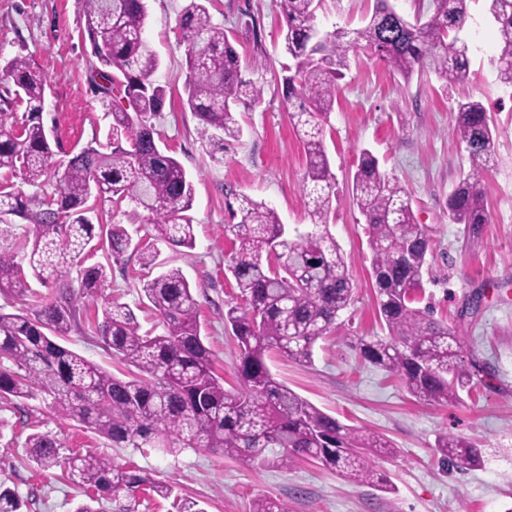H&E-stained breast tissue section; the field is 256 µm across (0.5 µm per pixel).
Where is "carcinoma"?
<instances>
[{
	"instance_id": "1",
	"label": "carcinoma",
	"mask_w": 512,
	"mask_h": 512,
	"mask_svg": "<svg viewBox=\"0 0 512 512\" xmlns=\"http://www.w3.org/2000/svg\"><path fill=\"white\" fill-rule=\"evenodd\" d=\"M210 0H186L179 21V43L186 48L185 104L203 137L224 149L242 128L238 107L261 104L263 88L252 75L262 61L242 62L224 31L213 23ZM472 0H432L430 15L413 21L389 0H374L365 25L323 32L315 25L322 0H279L281 34L290 64L283 68L290 113L303 144L306 169L301 191L313 228L289 231L276 210L242 197L232 211L238 219L224 225L232 237L228 270L245 305L224 314L236 342L240 388L224 389L213 372L212 352L200 334L199 304L192 284L177 268L143 282L142 297L161 318L162 332L140 333L134 310L105 302L95 334L113 355L132 367L121 378L56 342L82 328L80 306L111 288L108 266L80 270L81 288L63 279L68 265L84 258L91 242L114 260L126 252L141 267L156 265L157 245L195 246V186L181 163L156 142L153 118L162 111L167 89L151 80L160 61L145 36V0H83L84 36L91 44L89 75L112 73L99 95L108 101L106 143L88 145L67 161L56 194L26 195L13 184H0V294L29 292L25 270L58 286L46 299L34 297L25 312L0 311V400L48 401L117 448H185L220 451L227 457L289 468L311 460L349 482L390 491L387 478L366 463L370 455L397 454L380 434L351 428L278 382L267 365L275 350L300 363L312 359L315 343L336 327L351 304L353 285L344 254L328 230L335 176L323 139L320 118L333 111L338 81L356 50L374 52L389 69L408 79L432 70L445 81L469 80L465 38ZM496 27L501 83L512 88V0H488ZM26 104V116L0 112V170L23 184L40 187L53 166L54 151L41 115L46 77L17 55L0 67ZM455 131L474 169L489 163L493 130L485 105L471 97L457 102ZM352 203L365 218L377 313L389 337L362 339L359 354L370 365L397 375L419 400L448 405L459 391L483 382L490 368L462 364L460 329L417 308L423 270L432 241L418 224L406 190L381 173L368 150L360 152L351 190ZM118 210L128 202L146 212L153 234L140 245L125 225L102 221L98 206ZM448 218L477 231L489 222L475 178L459 182L448 196ZM33 226L21 239L12 218ZM29 461L44 470L64 468L83 489L85 500L74 512H100L101 496L142 490L169 497L172 487L131 471L97 454L69 453L51 430L27 435ZM438 453L458 469L481 466L482 455L469 440L443 436ZM25 501L0 483V512H22Z\"/></svg>"
}]
</instances>
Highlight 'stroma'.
I'll use <instances>...</instances> for the list:
<instances>
[{
  "label": "stroma",
  "mask_w": 512,
  "mask_h": 512,
  "mask_svg": "<svg viewBox=\"0 0 512 512\" xmlns=\"http://www.w3.org/2000/svg\"><path fill=\"white\" fill-rule=\"evenodd\" d=\"M184 4L147 0L146 36L160 57L153 78L167 89L155 124L163 147L195 185L196 244L191 249L160 246L159 261L181 269L195 287L201 334L214 353L216 374L231 387L237 350L224 312L241 297L227 269L233 248L224 236L231 221L227 204L245 194L273 207L287 227H308L300 191L305 155L290 121L294 106L282 92L288 57L278 0H213L209 7L241 59L264 64L263 100L240 109L243 134L225 143L220 163L212 160L196 120L183 107L186 65L178 20ZM372 8L373 0H323L316 23L329 31L357 28ZM487 8L486 0L469 4L470 77L465 85H444L431 71L406 79L369 54L350 55L324 143L336 176L329 231L344 253L354 300L336 329L315 344L311 363L277 352L267 360L278 382L325 413L395 444L396 456L369 460L389 478L391 492L348 482L310 461L281 469L205 449L172 456L158 448H115L42 402L2 403L0 481L31 499L29 512H73L84 498L63 468L42 471L24 463L23 445L34 422L57 432L67 450L100 453L173 485L174 498L142 501L138 512H177L178 497L197 501L205 512H250L259 497L279 500L285 512H512V89L499 81L493 65L497 35ZM82 14L83 0H0V59L26 56L49 83L43 122L56 145L55 164L44 184L48 194L59 188L70 154L104 140L108 127L107 106L89 80L90 46L81 38ZM252 19L259 26L256 37L244 31ZM466 96L481 100L493 118V159L478 171L454 131L456 102ZM364 149L410 193L414 214L432 240L433 255L423 274L424 302L434 306L435 318L461 326L464 356L477 358L493 374L489 385H476L456 403L435 405L412 397L396 376L365 363L356 350L360 340L388 334L376 311L365 220L350 200L352 175ZM471 175L479 180L489 214L488 224L477 232L448 219L449 193ZM145 275L135 257H126L112 267L108 294L134 307L142 330L148 331L157 328L158 319L139 304ZM475 293L482 296L480 309L461 316ZM61 343L113 374L126 371L91 331L71 332ZM447 434L481 448L482 465L470 470L446 466L437 443Z\"/></svg>",
  "instance_id": "stroma-1"
}]
</instances>
